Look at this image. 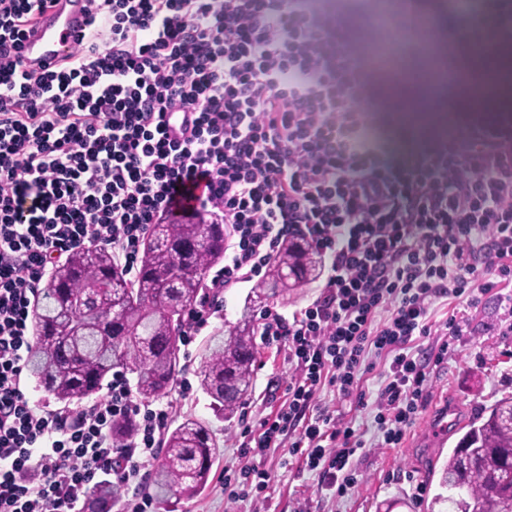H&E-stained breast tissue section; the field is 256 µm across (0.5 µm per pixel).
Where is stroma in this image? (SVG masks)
Listing matches in <instances>:
<instances>
[{"mask_svg":"<svg viewBox=\"0 0 512 512\" xmlns=\"http://www.w3.org/2000/svg\"><path fill=\"white\" fill-rule=\"evenodd\" d=\"M383 0H324L322 13L338 23L349 43H356L362 29L370 27ZM422 8L432 15L430 30L418 31L413 43L399 42L401 58L416 54L435 56L446 45L465 51L448 25L445 0H423ZM369 96L377 111L370 120L380 126L394 159L415 156L398 134L395 111L377 88ZM253 289L244 283L225 289L221 307L202 329V336L228 330L238 321L244 301ZM463 320V332L455 351L449 352L447 364L431 369L430 397L424 410L395 448L378 447L380 432L374 421L373 401L384 381L385 361L375 358L374 369L366 373L363 389L367 407L356 405L355 396L325 387L316 401L318 409L328 411L339 423L352 426L363 443L355 460L360 474L358 483L344 496L323 488L318 474L303 470L299 459L287 449L276 448L263 457L261 467L269 476V487L263 494L249 493L238 500H228L224 493L225 476L246 465L239 450L240 432L244 425L256 424L260 418L277 410L285 400L293 367L286 348L265 344L256 346L253 391L237 414L228 420H215L210 400L198 385L201 344L193 342L189 350L192 361L183 374L191 387L188 392L172 388L165 400L174 407L173 420L192 414L208 420L221 445L207 487L191 498L181 499L176 512H424L428 485L441 449L427 436L445 427L449 444H456L461 429L482 408L495 400L512 395V318L505 316L496 298L483 296L476 306L454 299H439L431 306L433 328H440L448 317Z\"/></svg>","mask_w":512,"mask_h":512,"instance_id":"1","label":"stroma"}]
</instances>
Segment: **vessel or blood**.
<instances>
[{
	"label": "vessel or blood",
	"instance_id": "b4317fda",
	"mask_svg": "<svg viewBox=\"0 0 512 512\" xmlns=\"http://www.w3.org/2000/svg\"><path fill=\"white\" fill-rule=\"evenodd\" d=\"M87 28L85 0H53L26 31L24 66L30 70L60 67L67 61L75 38Z\"/></svg>",
	"mask_w": 512,
	"mask_h": 512
}]
</instances>
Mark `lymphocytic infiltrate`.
<instances>
[{
	"instance_id": "lymphocytic-infiltrate-1",
	"label": "lymphocytic infiltrate",
	"mask_w": 512,
	"mask_h": 512,
	"mask_svg": "<svg viewBox=\"0 0 512 512\" xmlns=\"http://www.w3.org/2000/svg\"><path fill=\"white\" fill-rule=\"evenodd\" d=\"M48 0H0V512H80L91 484L143 485L171 406L135 402L124 373L106 396L41 412L22 386L31 306L49 264L90 245L134 269L176 188L205 185L200 214L232 252L184 317L192 344L213 295L261 278L282 243L327 258L319 296L293 317L266 310L265 343L294 373L278 412L242 432L262 456L288 447L328 488L355 480L361 443L325 413L324 386L361 387L367 354L388 365L374 420L399 444L423 409L422 353L435 300L494 293L512 314V115L476 121L394 164L365 120L370 66L307 0H87V32L55 70L26 71L23 35ZM464 42L512 39V0L449 13ZM136 417L124 447L114 420Z\"/></svg>"
}]
</instances>
